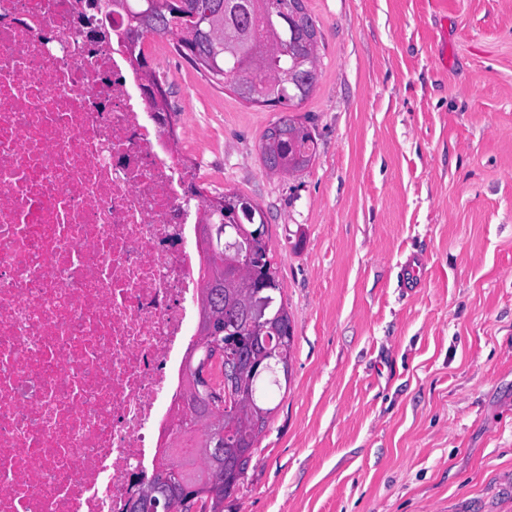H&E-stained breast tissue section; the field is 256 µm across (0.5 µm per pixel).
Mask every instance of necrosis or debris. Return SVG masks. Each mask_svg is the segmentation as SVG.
Returning <instances> with one entry per match:
<instances>
[{"label": "necrosis or debris", "mask_w": 512, "mask_h": 512, "mask_svg": "<svg viewBox=\"0 0 512 512\" xmlns=\"http://www.w3.org/2000/svg\"><path fill=\"white\" fill-rule=\"evenodd\" d=\"M130 0H0V512H123L181 405L205 207Z\"/></svg>", "instance_id": "obj_1"}]
</instances>
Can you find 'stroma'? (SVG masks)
<instances>
[{
	"label": "stroma",
	"mask_w": 512,
	"mask_h": 512,
	"mask_svg": "<svg viewBox=\"0 0 512 512\" xmlns=\"http://www.w3.org/2000/svg\"><path fill=\"white\" fill-rule=\"evenodd\" d=\"M317 152L174 48L150 63L208 196L261 208L286 389L223 512H512V0H304ZM273 131H277L278 138L270 139ZM315 151L314 137L302 122L291 115H284L270 127L261 145L262 160L266 168L273 170L280 166L287 172L298 171L311 162Z\"/></svg>",
	"instance_id": "1"
}]
</instances>
